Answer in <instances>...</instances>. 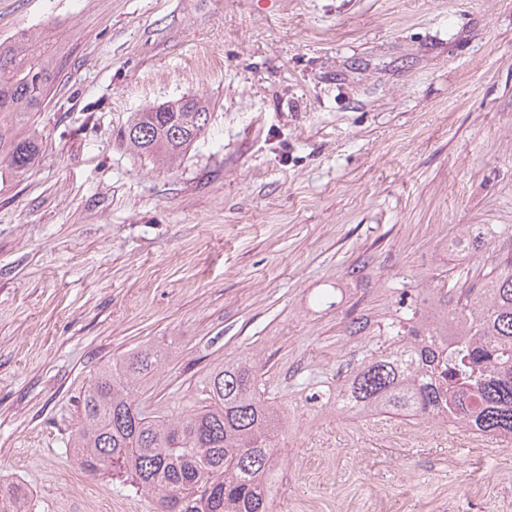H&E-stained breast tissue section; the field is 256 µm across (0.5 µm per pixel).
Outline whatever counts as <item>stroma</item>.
Returning <instances> with one entry per match:
<instances>
[{
    "mask_svg": "<svg viewBox=\"0 0 512 512\" xmlns=\"http://www.w3.org/2000/svg\"><path fill=\"white\" fill-rule=\"evenodd\" d=\"M22 29L58 70L0 184V476L32 512H153L67 442L96 368L156 340L171 418L257 357L290 409L275 512H512V447L306 401L364 354L352 317L477 277L463 226L512 227V0H0V40ZM194 95L181 165L122 145Z\"/></svg>",
    "mask_w": 512,
    "mask_h": 512,
    "instance_id": "obj_1",
    "label": "stroma"
}]
</instances>
